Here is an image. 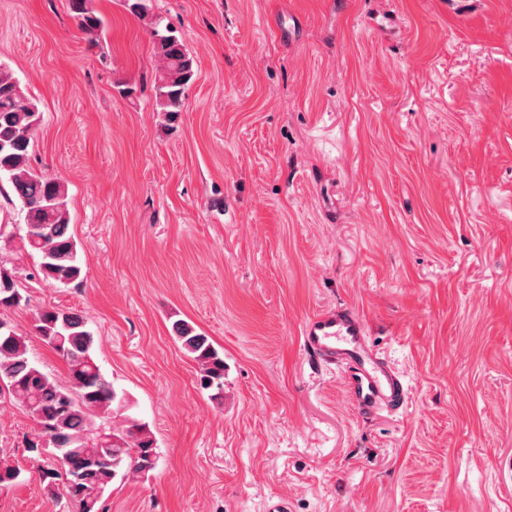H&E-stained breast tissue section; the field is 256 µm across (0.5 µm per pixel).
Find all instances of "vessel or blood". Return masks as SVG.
I'll use <instances>...</instances> for the list:
<instances>
[{
    "instance_id": "1",
    "label": "vessel or blood",
    "mask_w": 512,
    "mask_h": 512,
    "mask_svg": "<svg viewBox=\"0 0 512 512\" xmlns=\"http://www.w3.org/2000/svg\"><path fill=\"white\" fill-rule=\"evenodd\" d=\"M300 341L310 359L340 374L359 417L406 406L409 388L403 376L369 346L367 323L359 313L344 306L317 311L304 321Z\"/></svg>"
}]
</instances>
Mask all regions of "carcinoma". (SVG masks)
<instances>
[{
	"instance_id": "cac0c4a2",
	"label": "carcinoma",
	"mask_w": 512,
	"mask_h": 512,
	"mask_svg": "<svg viewBox=\"0 0 512 512\" xmlns=\"http://www.w3.org/2000/svg\"><path fill=\"white\" fill-rule=\"evenodd\" d=\"M81 29L98 35L104 20L94 0H69ZM160 69L153 83L155 109L175 122L195 76V63L183 40L157 19L152 30ZM41 121L38 103L11 72L0 67V182L6 181L25 212L23 246L37 256L35 273L48 284L77 282L82 262L77 242L68 234L72 217L65 182L38 173L31 151ZM24 300L15 272L0 265V308ZM174 337L184 354L198 364V382L224 394V356L190 322H173ZM40 339L66 364L69 384L61 385L33 362L26 337L0 319V395L24 407L38 424L28 448L50 455L42 469L44 489L56 493L63 481L70 512H103L102 499L117 477L146 473L156 466L158 452L148 424L125 414L129 405L105 379L94 358L95 338L83 317L49 307L35 317ZM124 416L121 426L114 416Z\"/></svg>"
}]
</instances>
